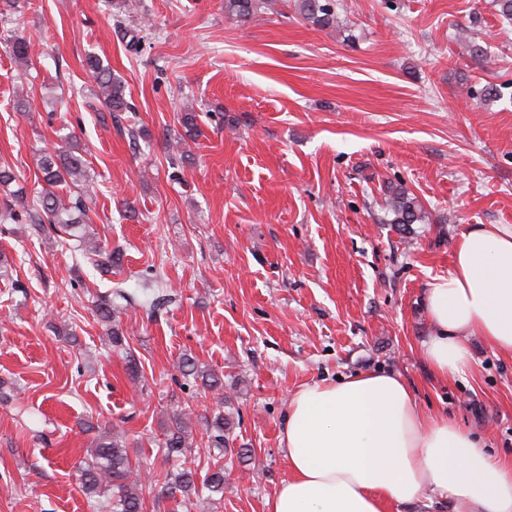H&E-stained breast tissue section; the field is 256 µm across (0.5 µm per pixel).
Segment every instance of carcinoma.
<instances>
[{"label": "carcinoma", "mask_w": 512, "mask_h": 512, "mask_svg": "<svg viewBox=\"0 0 512 512\" xmlns=\"http://www.w3.org/2000/svg\"><path fill=\"white\" fill-rule=\"evenodd\" d=\"M295 13L316 28L336 27V0H293ZM275 0H224V13L239 22H249L261 14L276 11ZM14 59L25 62L28 58V42L17 36L8 44ZM86 64L94 75L109 113L126 112L130 109L122 81L112 75V70L96 55H89ZM66 146L53 152H44L37 160L43 181L42 190L32 204L24 202L25 191L13 190L11 186L19 181L13 167L0 164V191L4 192L0 220L14 223L25 221L37 229L47 232L65 247L70 241L84 243L86 224L81 222L89 210V198L78 183L86 181V165L83 158L75 154L79 145L73 143V136L64 138ZM385 210L390 215L389 223L397 225L406 233L414 224H428L430 217L423 206L405 187H397L386 199ZM92 266L102 275L112 274V267L120 261L118 254L108 248L94 245L85 251ZM97 321L107 326L106 336L112 347L124 345L123 332L112 324V302L108 298L98 300L94 310ZM183 376L201 379L205 390L220 391L224 382L213 373L199 370L192 357H185L179 365ZM195 411L187 406L178 410L166 431L162 444L167 462L173 469L164 475L163 482L146 478L147 468L137 458L131 457L121 432L107 426L99 435L94 448L80 467L82 487L91 494L106 497L103 508L107 512H145L146 494L154 499L172 502L169 512H191L193 498L199 490L207 491V499L221 501L224 498V466L214 460L207 468L202 483H197L196 472L183 466L186 455L194 448L217 450L224 455L230 434L234 428V417L221 412L205 422L203 436L194 439L193 417Z\"/></svg>", "instance_id": "obj_1"}]
</instances>
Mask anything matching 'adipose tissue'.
I'll return each instance as SVG.
<instances>
[{
    "label": "adipose tissue",
    "mask_w": 512,
    "mask_h": 512,
    "mask_svg": "<svg viewBox=\"0 0 512 512\" xmlns=\"http://www.w3.org/2000/svg\"><path fill=\"white\" fill-rule=\"evenodd\" d=\"M425 305L431 333L420 353L438 376L467 373L472 336L512 355V225L463 231L448 274L427 284ZM281 444L290 475L267 512H388L439 499L465 512H512V463L447 415L424 412L391 372L302 387Z\"/></svg>",
    "instance_id": "adipose-tissue-1"
}]
</instances>
